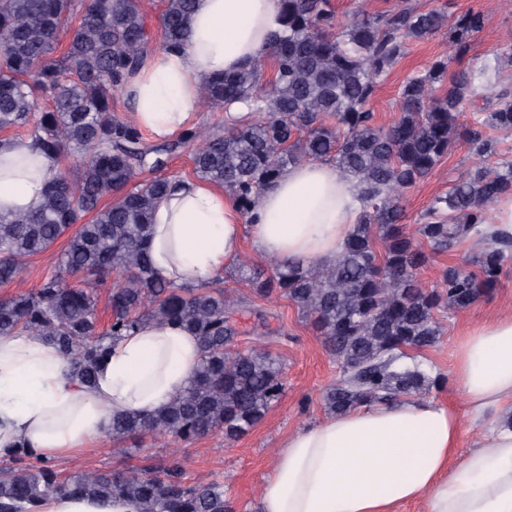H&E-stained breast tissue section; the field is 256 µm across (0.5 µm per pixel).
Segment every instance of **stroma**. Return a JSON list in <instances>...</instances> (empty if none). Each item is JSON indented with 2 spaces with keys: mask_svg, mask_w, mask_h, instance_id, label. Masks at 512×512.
Returning a JSON list of instances; mask_svg holds the SVG:
<instances>
[{
  "mask_svg": "<svg viewBox=\"0 0 512 512\" xmlns=\"http://www.w3.org/2000/svg\"><path fill=\"white\" fill-rule=\"evenodd\" d=\"M410 2L423 9L443 7L453 16L469 10L482 12L484 26L472 39L468 55L492 64V80L497 88L512 90V66L497 62L500 48L512 43V0ZM440 55L447 56L449 63L457 61L456 49L448 34L443 32L409 45L405 57L379 85L372 100L371 107L379 123L388 125L396 118V95L401 81L408 74L424 69ZM483 163L465 141H457L432 174L405 193L407 223H417L434 196L446 193L463 174ZM484 164L492 168L496 162L491 159ZM261 306L271 331L264 347L281 363L285 390L279 403L252 430L232 442L225 441L218 433L163 448L148 437L121 445L106 439L101 448L92 452L55 459V467L69 475L118 468H150L176 461L182 465L188 481H228L227 495L236 512H259L261 491L282 442L289 434L313 427L326 417L322 394L338 375L335 360L294 305L284 299H269L262 301ZM511 312L512 265L505 267L493 294L469 310L442 315L443 340L438 348L426 354L429 364L446 378L441 388L433 391L434 400L464 409L465 397L449 379L456 340L467 327Z\"/></svg>",
  "mask_w": 512,
  "mask_h": 512,
  "instance_id": "stroma-1",
  "label": "stroma"
}]
</instances>
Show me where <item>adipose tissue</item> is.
Segmentation results:
<instances>
[{
  "label": "adipose tissue",
  "instance_id": "ef3b65f1",
  "mask_svg": "<svg viewBox=\"0 0 512 512\" xmlns=\"http://www.w3.org/2000/svg\"><path fill=\"white\" fill-rule=\"evenodd\" d=\"M279 0H196L188 36L147 56L124 88L131 120L154 140L186 133L202 110V81L269 54ZM57 174L27 138L0 146V216L37 209ZM360 188L336 165L283 171L243 214L232 195L189 180L156 202L151 261L157 279L201 285L222 276L244 245L255 257L329 263L351 232ZM195 336L148 323L111 344L93 389L69 379L37 336H0V451L22 444L46 459L79 455L118 415H149L188 385ZM453 376L482 431L456 453L461 417L435 400H401L328 417L289 435L265 482L260 512H512V314L459 336ZM38 512H134L104 498L54 496Z\"/></svg>",
  "mask_w": 512,
  "mask_h": 512
}]
</instances>
